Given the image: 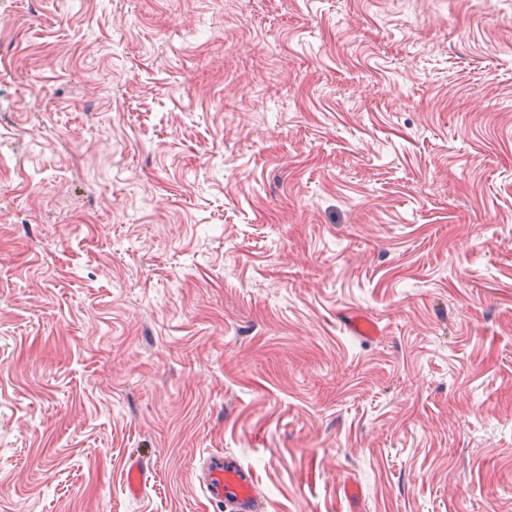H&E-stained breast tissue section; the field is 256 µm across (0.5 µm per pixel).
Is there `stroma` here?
<instances>
[{
	"mask_svg": "<svg viewBox=\"0 0 512 512\" xmlns=\"http://www.w3.org/2000/svg\"><path fill=\"white\" fill-rule=\"evenodd\" d=\"M225 453L512 512V0H0V512ZM341 320L346 329L354 336L373 339L381 334L378 324L367 316L344 312L341 315ZM145 462L138 457L130 459L126 470L125 484L128 492L134 496L140 494L145 476Z\"/></svg>",
	"mask_w": 512,
	"mask_h": 512,
	"instance_id": "stroma-1",
	"label": "stroma"
}]
</instances>
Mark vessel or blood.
<instances>
[{"instance_id":"vessel-or-blood-1","label":"vessel or blood","mask_w":512,"mask_h":512,"mask_svg":"<svg viewBox=\"0 0 512 512\" xmlns=\"http://www.w3.org/2000/svg\"><path fill=\"white\" fill-rule=\"evenodd\" d=\"M341 320L353 335L372 339L381 334L378 324L367 316L345 312ZM203 485L225 512H265L264 498L252 475L231 458L210 457Z\"/></svg>"}]
</instances>
